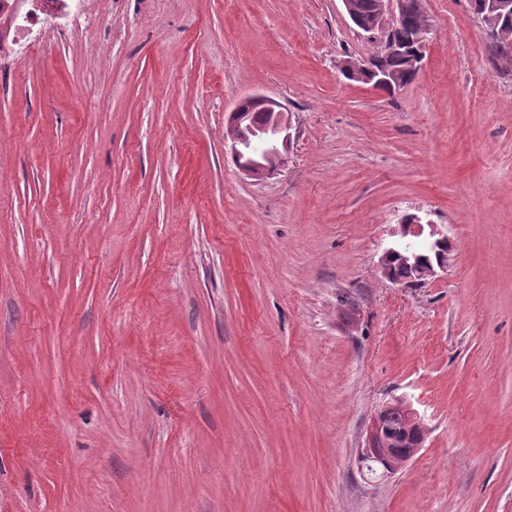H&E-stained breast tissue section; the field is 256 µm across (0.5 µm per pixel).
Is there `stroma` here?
Masks as SVG:
<instances>
[{
    "label": "stroma",
    "instance_id": "1",
    "mask_svg": "<svg viewBox=\"0 0 512 512\" xmlns=\"http://www.w3.org/2000/svg\"><path fill=\"white\" fill-rule=\"evenodd\" d=\"M422 7L393 91L339 73L376 49L342 0H81L0 61V512H512V68ZM411 214L453 250L394 284ZM396 400L424 446L366 480ZM429 27L426 28V19L422 17L421 15L417 14H410L408 15L403 24L402 29L400 32L401 38L408 37L410 35H413L417 29H424L423 32L417 33L412 36V39L410 41L411 48L416 49V57L418 59H421L423 57L424 50L426 49L428 45V34L430 31V22ZM239 110L240 112L249 113L251 119L239 124L237 121V113L235 112L234 115L231 113L225 127V140L231 142L232 136L237 139L248 136L250 142L259 144L269 140L276 141V137L281 134L274 132V123L269 115L272 112H267L263 104L248 100L239 107ZM247 123L250 124L248 128L246 126ZM229 147L231 154H233L237 160L240 171L250 178L270 175L282 167L286 160V157L278 149L269 147L266 149L264 162L261 155L257 154L252 156L254 161L263 162L255 163L247 160V152L239 140L232 141ZM426 225L430 228V231L428 237H424V239L438 254L439 258L436 263L429 259L426 264L421 263L418 254L413 250V242L424 234V224H421L418 216L410 215L403 220V224H400V229L397 232L400 237L399 240L387 248L380 257L379 267L386 279L396 284H421L435 277L437 269L444 270L446 268L451 248L448 235L439 231L435 224ZM447 244L448 256L447 252L438 249V247H446ZM395 258L404 267L413 270L409 278L397 277L393 270V259ZM399 405L405 413L406 432L414 430L417 432V435L424 440L427 433L426 425L419 413L411 406V404L399 401ZM403 411L398 407L390 408L386 411L387 420L394 429H401L405 426Z\"/></svg>",
    "mask_w": 512,
    "mask_h": 512
}]
</instances>
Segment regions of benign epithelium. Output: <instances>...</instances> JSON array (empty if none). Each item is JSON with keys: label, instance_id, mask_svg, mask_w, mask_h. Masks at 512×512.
Segmentation results:
<instances>
[{"label": "benign epithelium", "instance_id": "benign-epithelium-1", "mask_svg": "<svg viewBox=\"0 0 512 512\" xmlns=\"http://www.w3.org/2000/svg\"><path fill=\"white\" fill-rule=\"evenodd\" d=\"M410 6L408 0H383L377 26L367 32V38L373 40L379 51L374 57L355 58L344 63V71L370 83L375 89H393L400 85V80L384 65V60L391 53H400L412 47L416 49V57L422 58L427 47L429 30L412 36L410 44L389 39V33L399 27L405 11ZM255 100L263 102L276 111L275 119L283 120L281 129L291 128L290 114L279 102L258 95ZM231 154L236 158L240 171L250 177L259 178L270 175L282 167L286 157L275 148L266 149L265 160L255 163L247 159L245 147L237 140L230 143ZM427 242L436 250V262L421 263L418 254L413 250V242L424 234V225L419 217L410 215L403 220L398 231L399 240L387 248L379 260L383 276L396 284H421L437 275V270L446 268L447 253L442 248L450 243L448 235L439 231L436 225H429ZM406 417L405 430H414L420 438L426 436V425L419 413L408 403L399 402ZM385 410H380L373 418L367 439L363 462L374 463L382 468V475L392 474L408 463L419 451V445L394 435L384 418Z\"/></svg>", "mask_w": 512, "mask_h": 512}]
</instances>
